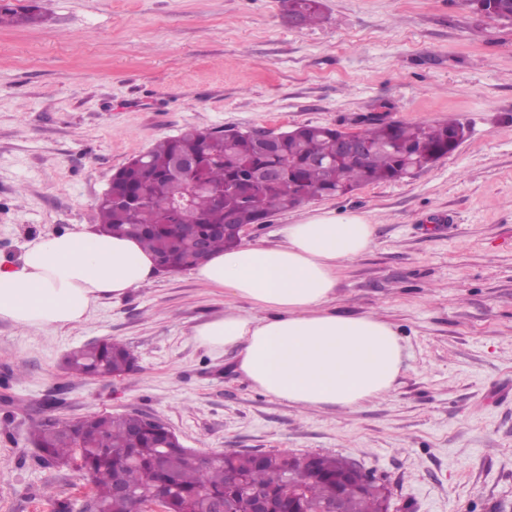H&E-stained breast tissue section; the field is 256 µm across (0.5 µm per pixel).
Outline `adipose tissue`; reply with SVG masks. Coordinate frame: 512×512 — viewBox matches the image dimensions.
I'll use <instances>...</instances> for the list:
<instances>
[{
  "instance_id": "1",
  "label": "adipose tissue",
  "mask_w": 512,
  "mask_h": 512,
  "mask_svg": "<svg viewBox=\"0 0 512 512\" xmlns=\"http://www.w3.org/2000/svg\"><path fill=\"white\" fill-rule=\"evenodd\" d=\"M280 234L277 246L218 252L194 270L206 287L248 304L198 326L196 343L216 355L237 350L243 376L291 406L352 409L390 392L404 365L397 332L330 307L340 265L373 243L370 219L320 212ZM158 275L154 256L133 238L91 229L40 236L19 264L0 265V319L38 330L78 324L99 300Z\"/></svg>"
}]
</instances>
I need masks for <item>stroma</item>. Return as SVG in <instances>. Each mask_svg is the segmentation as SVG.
I'll return each instance as SVG.
<instances>
[{
    "label": "stroma",
    "instance_id": "1",
    "mask_svg": "<svg viewBox=\"0 0 512 512\" xmlns=\"http://www.w3.org/2000/svg\"><path fill=\"white\" fill-rule=\"evenodd\" d=\"M42 2V26L0 28L1 261L96 224L113 174L190 127L452 119L467 137L414 176L274 212L242 238L277 245L315 210L370 217L375 240L342 265L330 306L397 330L391 394L353 410L263 394L236 351L196 343L234 302L188 270L100 300L77 325L0 320V512H86V479L41 465L29 424L101 413L159 419L201 458L338 455L374 471L400 512H512V22L465 0H321L315 26L290 25L285 0ZM102 338L137 369L64 370Z\"/></svg>",
    "mask_w": 512,
    "mask_h": 512
}]
</instances>
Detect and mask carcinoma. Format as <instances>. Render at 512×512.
Wrapping results in <instances>:
<instances>
[{"mask_svg":"<svg viewBox=\"0 0 512 512\" xmlns=\"http://www.w3.org/2000/svg\"><path fill=\"white\" fill-rule=\"evenodd\" d=\"M288 13L304 25L320 22V0H286ZM473 12L512 22V0H467ZM45 21L37 0L18 6L0 0V26H39ZM463 129L455 121L402 123L380 121L360 131L369 151L361 158L338 152V130L331 126L292 128L281 146L264 150L249 130L232 136L189 129L158 141L132 158L112 177L109 195L96 203L97 227L109 235L132 237L152 252L165 273L190 269L207 254L241 244L235 224H262L275 211L296 208L318 197L338 196L369 184L395 181L403 172L421 170L448 156L457 144L449 133ZM180 156L197 160L189 180L179 178L173 162ZM277 169L280 180H260L261 172ZM195 184L191 205L173 210V198ZM224 190V203L213 191ZM134 356L121 343L98 341L67 354V370L84 378L120 377L131 371ZM32 441L46 465L74 466L93 485L99 512H134V502L157 492L167 512H206L211 499L228 506L253 492H270L277 500L301 491L303 512H321L336 502V456L305 453H231L216 460L194 461L167 434L144 418L129 414H97L75 422L35 423ZM167 457V468L155 459ZM120 477L125 492L114 491L111 476ZM386 485L371 477L362 487L343 489L346 512H384Z\"/></svg>","mask_w":512,"mask_h":512,"instance_id":"1","label":"carcinoma"}]
</instances>
